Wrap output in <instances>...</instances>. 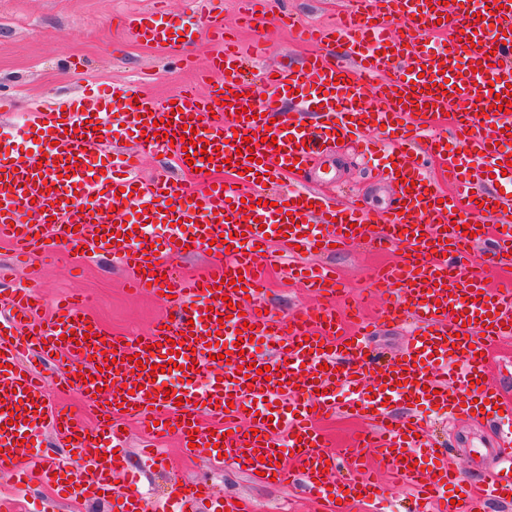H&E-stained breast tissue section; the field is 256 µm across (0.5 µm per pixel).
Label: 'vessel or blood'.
<instances>
[{
    "label": "vessel or blood",
    "mask_w": 512,
    "mask_h": 512,
    "mask_svg": "<svg viewBox=\"0 0 512 512\" xmlns=\"http://www.w3.org/2000/svg\"><path fill=\"white\" fill-rule=\"evenodd\" d=\"M357 0L347 21L317 38L325 52L308 57L300 69L282 66L262 90L238 81V58L224 47L222 22L210 18L204 29L171 26L162 12L129 14L126 26L139 40L169 50L194 43L208 32L219 43L210 60L221 79L207 95L183 90L174 101H158L139 86L123 83L98 97L79 93L63 107L39 112L41 140L24 151L0 150V237L23 249L45 248L47 225L71 248H88L119 258L129 283L153 286L169 310L162 327L141 337H117L93 325L83 305L69 302L43 320L34 290L7 298V324H0V465H12L22 438L37 439L50 428L67 443L68 454L90 464L86 482L67 464L44 470L51 487L67 484L73 493L112 497L114 512H138L132 484L114 485L124 468L113 446L123 439L120 418L135 413L146 423L169 422L182 445L217 452L248 473L285 483L303 481L322 512H346L347 502L369 504L382 487L359 472L328 492L337 455L313 423L314 412L346 410L368 421L349 457L370 448L376 462L410 483L422 503L440 502L443 512H477L482 501L512 502V435L494 440L490 466L471 482L448 464L450 449L430 440L417 409L436 403L452 413L481 417L500 404V392L485 380L487 352L512 336V289L490 288L489 265L512 264V176L493 190L477 188L475 170L497 167L512 153V113L499 111L497 93L512 84V0ZM401 36H389L395 22ZM448 30L445 49H425L423 35ZM347 45L336 58L333 43ZM468 104L466 117L448 116L450 101ZM297 115L282 118L286 105ZM450 119L464 154L448 152L443 140L416 148L422 125ZM194 129L193 146L179 132ZM386 129L391 150L387 179L401 199L384 223L371 225L364 203L338 205L306 187L278 194L271 183L295 169L309 173L338 139ZM251 137L250 155L238 154ZM133 138L140 154H171L179 168H224L230 187L209 185L193 198L180 194L167 175L144 183L98 173L112 158L113 142ZM255 156L252 169L240 163ZM36 213L37 223L26 220ZM484 216L474 235L461 227L472 213ZM261 229H254V222ZM193 225L192 236L176 237V250H212L218 259L199 277L173 273L168 254L151 248L146 236L154 223ZM388 249L398 264L380 269L374 281L394 298L381 316L411 318L412 342L388 365L365 343L368 323L346 330L335 305L317 308L303 319L284 322L266 312L260 289V260L296 258L346 248L365 231ZM497 238L489 257L470 254L472 239L489 232ZM310 292H332V271L298 268ZM242 278L243 289L231 281ZM239 341V353L221 359V336ZM268 342V353L257 350ZM44 353L87 369L63 379L83 394L96 412L89 428L47 404L41 375L24 372L14 361L20 352ZM167 365L184 380L165 392L153 381L151 366ZM270 367L269 376L258 375ZM375 385L372 398L360 388ZM348 390L340 399L337 389ZM407 414L397 419L394 406ZM457 487L458 506L445 502ZM251 512L250 505L211 501L207 481L182 489L174 512Z\"/></svg>",
    "instance_id": "vessel-or-blood-1"
}]
</instances>
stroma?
<instances>
[{
    "label": "stroma",
    "mask_w": 512,
    "mask_h": 512,
    "mask_svg": "<svg viewBox=\"0 0 512 512\" xmlns=\"http://www.w3.org/2000/svg\"><path fill=\"white\" fill-rule=\"evenodd\" d=\"M153 0H0V137L16 148L34 138L28 119L36 107L64 100L87 87L106 89L115 83L134 82L157 100H165L182 87L194 84V71L185 69L179 56L148 47L122 28L124 15L150 8ZM240 0H168L173 24L191 28L207 14L223 17L227 37L239 49L242 79L259 82L262 72L278 64H298L311 50L297 34L279 27L274 17L292 14L303 26L335 23L351 0H261L260 24L239 27ZM311 184L337 195L355 194L370 207L372 222L395 205V194L386 186L376 161L361 155L351 144H337L309 175ZM387 253L360 242L327 256L341 273L340 288L351 290L367 312L378 309L383 289L368 283L369 270L387 260ZM0 268L10 273V288L38 289L45 305L56 299L83 296L92 316L118 334L141 333L162 313L156 294L134 292L124 284V272L110 255L86 259L68 250L64 242L40 256H21L8 241L0 240ZM268 307L282 319L318 307L319 301L286 282L285 270L268 275ZM30 363L47 378L51 398L66 411L94 424L82 394L58 390L61 364L33 355ZM437 438L454 448V466L472 475L487 465L485 446L492 432L483 420L449 416L434 404L419 408ZM123 448L133 469L139 470V489L147 512H161L179 484L207 480L218 494L248 498L253 512H316L300 486L256 483L246 472L230 466L211 468L207 457L183 459L174 434L163 435L157 445L164 465L144 468L138 450L146 443L142 426L128 425ZM13 502L16 512H110L96 498L78 501L69 491L41 487L19 489L9 467L0 466V501Z\"/></svg>",
    "instance_id": "1"
}]
</instances>
